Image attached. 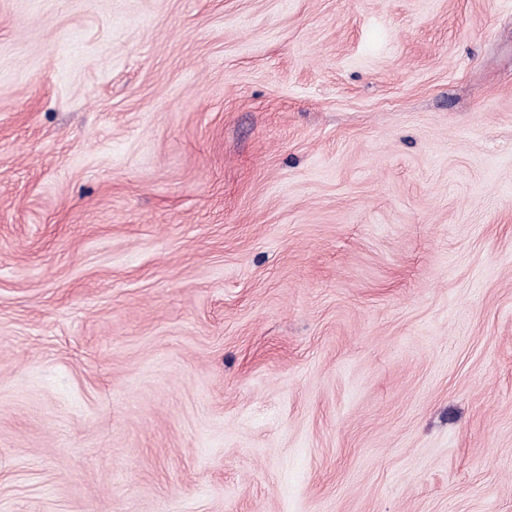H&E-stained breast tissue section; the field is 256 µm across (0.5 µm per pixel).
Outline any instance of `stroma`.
Returning a JSON list of instances; mask_svg holds the SVG:
<instances>
[{
  "label": "stroma",
  "instance_id": "1",
  "mask_svg": "<svg viewBox=\"0 0 512 512\" xmlns=\"http://www.w3.org/2000/svg\"><path fill=\"white\" fill-rule=\"evenodd\" d=\"M0 512H512V0H0Z\"/></svg>",
  "mask_w": 512,
  "mask_h": 512
}]
</instances>
